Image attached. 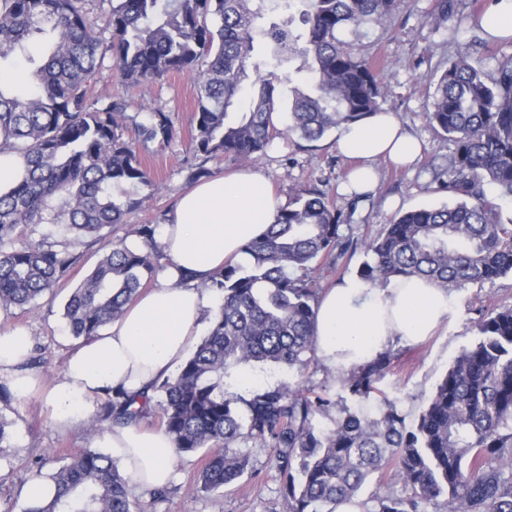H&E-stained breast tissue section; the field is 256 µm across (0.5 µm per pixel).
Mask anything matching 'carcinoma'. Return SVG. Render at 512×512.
Wrapping results in <instances>:
<instances>
[{"mask_svg":"<svg viewBox=\"0 0 512 512\" xmlns=\"http://www.w3.org/2000/svg\"><path fill=\"white\" fill-rule=\"evenodd\" d=\"M86 2L0 0V70L31 40H49L46 55L26 56V95L0 86V150L26 164L23 178L0 193V307L28 306L68 275L76 257L65 244L12 246L31 224H65L101 252L64 305L70 334L88 340L158 272L153 225L135 228L138 248L110 238L112 226L145 200L117 201L112 186L153 190L140 147L168 145L177 134L161 109L130 115L110 98L88 101L105 56L133 82L189 72L210 58L196 79L194 151L250 160L286 131L314 142L380 110L384 61L354 54L338 32L378 22L405 0H297L301 29L288 15L292 0H282L280 16L269 22L268 0H100L108 39ZM455 12L454 0H434L438 23ZM210 15L219 17L218 28L208 26ZM260 36L265 50L256 58ZM251 73L249 110L230 111ZM283 82L293 93L285 131L273 122L275 84ZM427 119L453 146L448 169L435 177L448 203L398 214L363 241L368 260L357 276L373 287L391 277L424 278L452 291L512 275V220L502 217L503 202L512 200V56L489 73L457 51L436 83ZM353 214L317 187H303L276 223L244 243L248 265L211 275L206 287L220 304L207 334L174 376L153 386L176 455L208 449L197 484L216 492L252 472L249 456L234 445L260 443L272 450L282 477L284 512H333L387 466L412 495H377L374 512H427L440 497L447 512H512V306L481 315L478 340L460 352L410 426L389 403L376 417L346 409L325 432L316 420L332 402L322 395L283 385L224 393V374L234 365L292 369L309 362L319 298L310 270L327 259L336 269L354 245L342 233ZM391 363L385 351L351 369L345 390L368 398ZM151 400L112 389L90 427L136 424ZM35 478L52 483L55 494L29 500L24 512H136L120 466L91 448L48 474L37 469Z\"/></svg>","mask_w":512,"mask_h":512,"instance_id":"1","label":"carcinoma"}]
</instances>
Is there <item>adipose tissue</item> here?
<instances>
[{
    "label": "adipose tissue",
    "instance_id": "ef3b65f1",
    "mask_svg": "<svg viewBox=\"0 0 512 512\" xmlns=\"http://www.w3.org/2000/svg\"><path fill=\"white\" fill-rule=\"evenodd\" d=\"M338 151L360 159L344 184L347 193L374 189L377 160L397 164L416 159L421 146L389 112L342 126ZM280 206L267 178L245 167L199 180L177 198L159 232L169 260L160 284L140 295L105 329L68 353L60 380L47 394L59 426H70L108 390L150 392L187 358L212 304L204 287L210 274L243 261V244L277 220ZM455 313L453 295L424 279L393 278L379 288L346 278L322 296L314 324L320 358L329 366H361L392 344H418ZM32 339L22 328L0 331V380L26 396L41 387L38 375L22 370ZM115 449L131 482L144 489L172 480L174 444L161 429L115 426L100 435Z\"/></svg>",
    "mask_w": 512,
    "mask_h": 512
}]
</instances>
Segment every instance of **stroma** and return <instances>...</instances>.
Wrapping results in <instances>:
<instances>
[{
	"instance_id": "1",
	"label": "stroma",
	"mask_w": 512,
	"mask_h": 512,
	"mask_svg": "<svg viewBox=\"0 0 512 512\" xmlns=\"http://www.w3.org/2000/svg\"><path fill=\"white\" fill-rule=\"evenodd\" d=\"M432 9L433 0H411L407 8L381 22L339 34L359 55L374 54L384 59L382 107L394 112L422 143V152L410 167L378 162L376 187L361 199L352 216L353 239L374 235L399 213L446 201V194L436 189L433 173L447 166L452 148L429 125L426 114L432 103L428 88L436 83L449 56L466 48L481 59L485 69L491 70L502 55L512 54V43L487 37L479 39L471 30L461 31L457 39H450L447 25L432 19ZM89 95L94 99L124 101L131 113L144 105L163 109L171 115L177 130L171 144L152 146L146 155L145 164L156 189L140 209L127 215L125 223L113 227V239L136 246L140 243L133 233L136 225L164 224L176 196L188 186L189 166L204 167L212 175L240 167L239 162L221 156L206 158L194 154L192 74H170L152 82L130 83L115 74L112 60L107 57ZM352 165V160L338 153L336 136L332 133L317 142H306L294 135L275 139L253 163L254 169L268 177L275 195L284 203L293 201L298 188L314 185L335 197L341 207L347 206L349 198L340 193L339 186ZM43 240L68 243L70 251L79 255L80 260L56 294L44 295L25 308L0 312V330L13 325L29 330L33 342L31 354L38 360L34 371L51 383L76 343L63 318L64 300L88 274L97 254L85 241L72 239L59 224L30 225L15 243L21 246ZM453 297L455 314L434 336L416 346H393V363L378 382L376 392L362 402L364 411L375 414L392 402L407 421H415L459 352L477 341L475 324L481 312L512 305V276L454 290ZM343 377V370L330 368L317 357L300 370L269 364H240L225 375L224 389L243 394L262 387L291 384L324 395L333 406L328 415L318 417L316 424L327 431L333 428L341 410L353 404L343 387ZM0 418L7 422L9 433L8 439L0 444V512H23L28 503L24 490L36 472V460L47 458L48 469H55L61 465L62 455L90 447L93 435L83 418L68 428L58 427L39 395L16 397L7 404L0 402ZM239 449L249 455L255 473L224 487L221 492L197 490L195 478L200 457L194 454L176 460V477L168 486L167 498L154 500L150 491L135 486L131 487L130 495L140 512H283L282 479L270 459V449L251 442L240 444Z\"/></svg>"
}]
</instances>
